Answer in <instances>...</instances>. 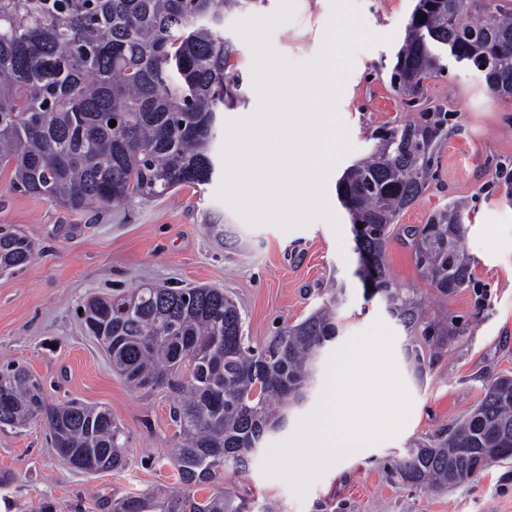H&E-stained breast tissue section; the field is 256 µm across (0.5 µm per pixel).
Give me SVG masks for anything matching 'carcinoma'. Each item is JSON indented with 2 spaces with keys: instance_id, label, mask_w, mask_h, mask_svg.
<instances>
[{
  "instance_id": "carcinoma-1",
  "label": "carcinoma",
  "mask_w": 512,
  "mask_h": 512,
  "mask_svg": "<svg viewBox=\"0 0 512 512\" xmlns=\"http://www.w3.org/2000/svg\"><path fill=\"white\" fill-rule=\"evenodd\" d=\"M262 0H0V172L13 188L72 211L133 197H161L209 184L212 143L224 109L238 99L237 50L213 20ZM463 29L479 37L468 40ZM473 64L493 94L512 98V0H417L396 54L392 90L414 98L444 71L437 48ZM116 121L110 127V121ZM446 117L425 112L394 126L338 183L355 250L372 262L388 313L409 333L406 352L424 371L432 347L456 328L425 320L421 300L390 273L386 246L403 211L427 186ZM468 214L458 203L403 229L420 275L448 295L470 282L463 246ZM34 256V243L0 224V270ZM342 289L258 350L246 346L237 305L219 288H141L118 299L90 296L82 309L112 370L138 388L167 389L181 443L173 487L112 500V512H250L229 491L197 492L226 469L245 473L254 451L287 426L339 332ZM0 425L47 423L54 445L127 464L123 431L106 409L52 406L36 377L7 368ZM512 460V377L487 384L456 425L413 441L394 460L404 484L448 486Z\"/></svg>"
}]
</instances>
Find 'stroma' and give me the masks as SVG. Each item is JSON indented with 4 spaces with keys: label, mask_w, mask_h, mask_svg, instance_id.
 I'll list each match as a JSON object with an SVG mask.
<instances>
[{
    "label": "stroma",
    "mask_w": 512,
    "mask_h": 512,
    "mask_svg": "<svg viewBox=\"0 0 512 512\" xmlns=\"http://www.w3.org/2000/svg\"><path fill=\"white\" fill-rule=\"evenodd\" d=\"M416 2L357 0L366 26L382 40L357 51L336 104L351 145L336 171L344 173L370 155L379 130L419 119L428 108L447 112V134L433 156L427 189L400 223L423 224L436 209L462 203L469 215L470 283L439 294L419 275L404 237H391L386 249L396 281L417 289L431 316L458 328L432 353L422 379L407 368L406 331L357 275L352 224L343 206H335L330 221L290 229L253 225L219 198L218 175L209 185L186 186L161 198L136 197L73 213L14 190L4 171L0 224L28 235L36 249L21 270L0 272V368H26L40 380L49 404L77 400L109 410L124 431L127 464L118 471L76 472L42 421L0 426V512H111L113 499L177 479L172 450L179 438L170 417L175 397L165 389L137 388L113 371L78 315L87 296H122L145 285L217 287L237 303L244 332L258 346L279 327L303 319L332 282L344 287L345 324L337 343L378 321L395 334L396 366L411 399L403 427L361 455L335 461L297 495L284 478L266 475L264 463L270 446L288 441L315 410L324 387L319 381L287 429L256 453L249 471H225L219 488L234 491L256 510L274 501L283 512H512V461L448 488L410 486L391 474L394 459L410 442L454 424L479 403L490 380L512 375V186L503 180L512 172V99L494 96L481 72L446 50L444 72L426 80L417 104L393 92L391 72ZM332 11V0H294L291 26L272 39L273 50L295 64L314 60ZM238 20L232 14L224 24L225 37L238 49L241 86L216 130L218 157L227 123L260 107L255 54L236 31ZM214 218L226 238L215 237Z\"/></svg>",
    "instance_id": "stroma-1"
}]
</instances>
